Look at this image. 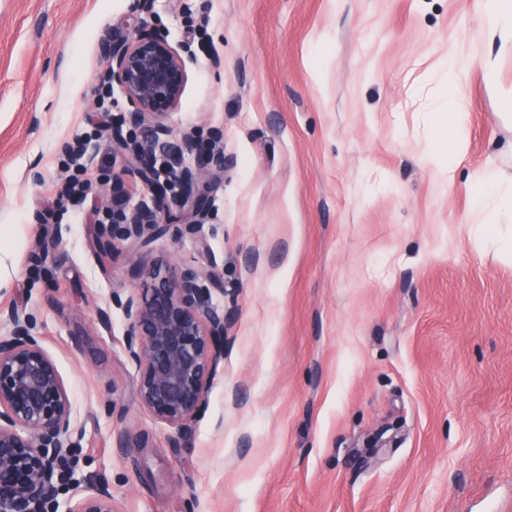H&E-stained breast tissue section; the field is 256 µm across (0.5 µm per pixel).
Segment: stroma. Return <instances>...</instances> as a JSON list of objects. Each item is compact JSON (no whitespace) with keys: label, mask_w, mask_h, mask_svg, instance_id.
Instances as JSON below:
<instances>
[{"label":"stroma","mask_w":512,"mask_h":512,"mask_svg":"<svg viewBox=\"0 0 512 512\" xmlns=\"http://www.w3.org/2000/svg\"><path fill=\"white\" fill-rule=\"evenodd\" d=\"M142 20L195 49L166 124L232 164L199 184V229L105 253L113 183L144 190L112 155L128 104L100 39ZM452 45L474 65L447 185ZM484 50L480 0H0V336L5 309L33 319L81 431L53 512L100 481L114 512H512V258L466 230L475 174L512 178V51L488 79ZM212 261L224 359L180 435L139 404L111 297L154 263Z\"/></svg>","instance_id":"35a3bbf8"}]
</instances>
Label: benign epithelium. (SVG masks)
<instances>
[{"mask_svg": "<svg viewBox=\"0 0 512 512\" xmlns=\"http://www.w3.org/2000/svg\"><path fill=\"white\" fill-rule=\"evenodd\" d=\"M109 61L105 83L120 86L129 109L112 125V156L129 153L138 164L145 192L132 205L113 198L109 223L99 224L96 240L106 251L115 239L148 244L163 236L165 210L184 202L172 182L161 178L155 160L164 156L175 182L186 190L231 163L219 137L201 148L181 141L165 117L181 101L187 82L184 53L141 22L130 37L101 39ZM196 153L190 165L185 154ZM208 209L201 193L191 200L186 226L196 228ZM224 281L217 263L209 268L183 265L152 267L143 287L112 293L128 321L126 349L137 368L140 405L177 432L187 431L204 409L207 387L224 357ZM9 335L0 337V512H49L69 480L75 431L71 401L57 368L31 318L11 309ZM68 512H113L104 485L87 486Z\"/></svg>", "mask_w": 512, "mask_h": 512, "instance_id": "benign-epithelium-1", "label": "benign epithelium"}]
</instances>
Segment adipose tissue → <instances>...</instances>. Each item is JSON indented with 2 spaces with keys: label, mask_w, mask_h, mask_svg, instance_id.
Listing matches in <instances>:
<instances>
[{
  "label": "adipose tissue",
  "mask_w": 512,
  "mask_h": 512,
  "mask_svg": "<svg viewBox=\"0 0 512 512\" xmlns=\"http://www.w3.org/2000/svg\"><path fill=\"white\" fill-rule=\"evenodd\" d=\"M482 30L487 49L481 58L485 76H493L503 53L512 50V0H481ZM468 61L456 50L448 52V71L445 76L448 87L447 110L438 122L437 133L445 154L436 155L433 162L446 179H454V168L448 167L446 153L461 151L460 132L467 114L463 108L462 85L467 75ZM477 206L471 214L470 230L485 243L496 246L502 254L512 255V237L496 234L494 216L512 209V180L503 181L497 170L488 168L474 177Z\"/></svg>",
  "instance_id": "obj_1"
}]
</instances>
